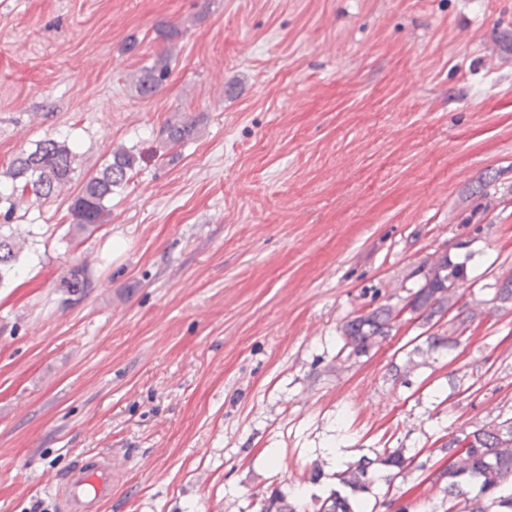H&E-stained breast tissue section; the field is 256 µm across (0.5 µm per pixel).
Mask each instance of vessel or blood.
Wrapping results in <instances>:
<instances>
[{
    "mask_svg": "<svg viewBox=\"0 0 512 512\" xmlns=\"http://www.w3.org/2000/svg\"><path fill=\"white\" fill-rule=\"evenodd\" d=\"M111 493L112 459L103 455L73 470L59 489L65 512H98Z\"/></svg>",
    "mask_w": 512,
    "mask_h": 512,
    "instance_id": "1",
    "label": "vessel or blood"
}]
</instances>
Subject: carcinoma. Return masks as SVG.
<instances>
[{"label":"carcinoma","mask_w":512,"mask_h":512,"mask_svg":"<svg viewBox=\"0 0 512 512\" xmlns=\"http://www.w3.org/2000/svg\"><path fill=\"white\" fill-rule=\"evenodd\" d=\"M167 76L166 68L158 64L142 71L137 82L141 97L150 98L160 89ZM194 130L186 120L165 127L164 145L176 149ZM75 154L64 141L55 138L40 140L34 147L21 150L11 161L7 175L10 183L0 191V205L11 215L21 204L35 198L51 200L67 185L73 172ZM140 161L131 150L116 149L93 175L86 179L69 205L72 229L80 234L105 223L110 214L108 202L112 191L128 182ZM25 240L0 224V283L16 274V264ZM423 284L411 295L410 312L430 321L452 308L451 295L455 287L468 281L466 262H454L448 253L433 254L424 262ZM404 307L380 305L354 317L342 328V352L360 355L368 352L378 341L399 324ZM464 311L448 319V335L435 333L429 337V348L435 349L457 342L467 330ZM461 437L472 441L470 448L459 452L454 442L445 445L453 456L451 466L439 474L448 480V503L443 512H512V417L492 421ZM414 457H406L399 448H386L374 460L361 458L337 473L341 489L326 498H317L312 506L297 498L286 502L272 493L259 501V512H368L366 494L371 492L373 479L370 468L380 464L400 471L412 466Z\"/></svg>","instance_id":"obj_1"}]
</instances>
